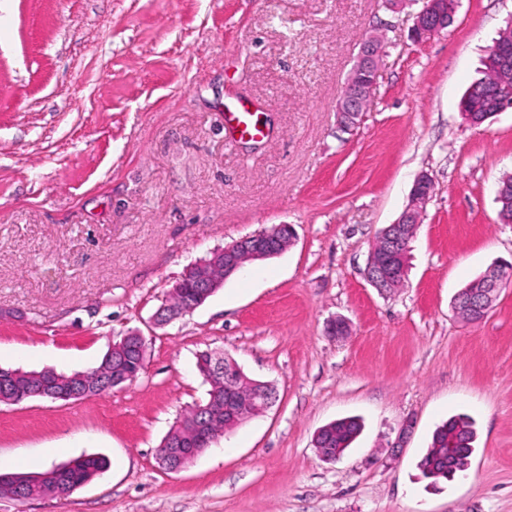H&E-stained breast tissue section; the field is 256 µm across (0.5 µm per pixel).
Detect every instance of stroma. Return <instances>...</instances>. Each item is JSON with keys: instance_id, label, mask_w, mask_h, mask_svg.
Here are the masks:
<instances>
[{"instance_id": "stroma-1", "label": "stroma", "mask_w": 512, "mask_h": 512, "mask_svg": "<svg viewBox=\"0 0 512 512\" xmlns=\"http://www.w3.org/2000/svg\"><path fill=\"white\" fill-rule=\"evenodd\" d=\"M423 0H0V366L64 373L130 332L138 378L76 403L0 404V474L81 455L109 468L0 512H512V280L468 323L455 295L512 262L495 193L512 174V110L458 103L512 0H459L416 42ZM382 35L372 104L350 134L336 103L362 40ZM257 104L260 142L229 140L225 105ZM434 193L402 288L366 279L380 231ZM278 224L295 241L194 311L154 315L186 267ZM345 320L342 336L327 332ZM232 357L274 404L177 473L157 450L206 398L200 352ZM465 414L466 477L417 463ZM358 419L339 460L319 428ZM51 456H44V449Z\"/></svg>"}]
</instances>
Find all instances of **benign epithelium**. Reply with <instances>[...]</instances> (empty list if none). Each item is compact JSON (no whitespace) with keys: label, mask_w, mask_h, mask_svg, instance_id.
Listing matches in <instances>:
<instances>
[{"label":"benign epithelium","mask_w":512,"mask_h":512,"mask_svg":"<svg viewBox=\"0 0 512 512\" xmlns=\"http://www.w3.org/2000/svg\"><path fill=\"white\" fill-rule=\"evenodd\" d=\"M455 8L454 0H426L424 8L416 16L412 39L424 41L448 28V17L454 15ZM381 52V41L375 36L361 44L336 106L340 128L351 131L359 124V114L366 111L370 96L373 94ZM488 57L497 65H511L512 41H496L490 48ZM430 183L431 178L428 175L418 177L406 210L395 223L387 225L379 235V238L386 241V252L370 253L366 277L370 284L382 293L390 291L393 282L402 274V269L396 265V260H404V251L400 250V246L404 245L406 231L415 230L419 224L423 208L431 197ZM293 239L291 226L280 224L261 234L241 238L218 249V252L224 254V271L231 274L249 262L283 252L292 244ZM208 264L209 260L200 259L186 270V274L193 273L195 279L206 283L207 297L218 290V286L208 283L205 274ZM506 270V265H495L475 280L469 286L465 298L454 300L453 308L456 314L467 321L485 317L498 296L500 281ZM199 367L205 375H224V417H229L233 421H238L248 414L265 411L276 399L271 385L248 378L236 361L228 356L217 362L201 359ZM161 447L167 449V453L158 459V463L162 469L169 472L182 470L202 452L200 448L182 447V440L172 433L164 438Z\"/></svg>","instance_id":"obj_1"}]
</instances>
